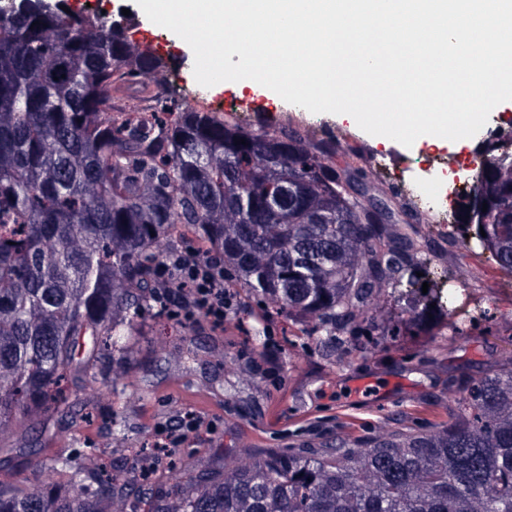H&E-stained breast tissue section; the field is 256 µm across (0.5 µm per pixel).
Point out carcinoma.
<instances>
[{"instance_id": "carcinoma-1", "label": "carcinoma", "mask_w": 512, "mask_h": 512, "mask_svg": "<svg viewBox=\"0 0 512 512\" xmlns=\"http://www.w3.org/2000/svg\"><path fill=\"white\" fill-rule=\"evenodd\" d=\"M15 2L0 17V428L19 432L0 438V464L16 475L0 481V512H112L146 496L148 512H512V362L458 382L462 404L434 432L355 448L330 438L255 454L233 471L206 454L171 485L160 463L149 493L124 473L35 448L57 415L75 432L82 422L62 383L81 390L110 373L112 391L127 387L151 301L180 288L159 279L160 248L187 231L199 251L224 256L232 284L315 320L326 358L362 349L367 326L401 334L365 311L401 272L394 302L410 325L446 323L455 301L431 274L422 293L419 254L434 248L405 231L402 209L361 170L322 163L332 141L168 107L171 119L149 128L120 121L112 88L169 71L175 57L137 41L128 16L115 28L99 9ZM474 182L459 206L462 244L492 251L511 273L512 151L483 163ZM38 473L55 480L35 488Z\"/></svg>"}]
</instances>
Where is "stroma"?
Returning a JSON list of instances; mask_svg holds the SVG:
<instances>
[{"label":"stroma","mask_w":512,"mask_h":512,"mask_svg":"<svg viewBox=\"0 0 512 512\" xmlns=\"http://www.w3.org/2000/svg\"><path fill=\"white\" fill-rule=\"evenodd\" d=\"M373 145L400 150L409 158L436 147L448 155L478 146L477 138L449 141L423 135L410 147L384 137ZM442 262L451 281L476 315L459 332L444 328L426 336L367 344L361 351L324 358L309 327L271 315V302L244 295L238 319L212 329L191 327L167 314L147 317L135 339L140 366L125 390V434L129 443H152L156 427L168 417L203 414L211 432L172 454L171 472L179 474L198 451L218 457L264 451L316 448L329 437L356 444L387 431L428 432L447 425L462 395L455 380L478 378L512 358V273L490 251L463 248L439 239ZM269 326L264 344L251 342ZM370 376L387 386L374 405L349 400L347 383ZM111 403H97L78 432L56 418L46 453L68 447L77 461L111 444Z\"/></svg>","instance_id":"35a3bbf8"}]
</instances>
